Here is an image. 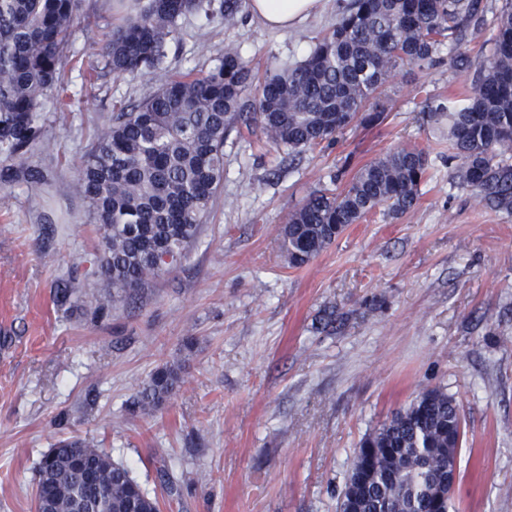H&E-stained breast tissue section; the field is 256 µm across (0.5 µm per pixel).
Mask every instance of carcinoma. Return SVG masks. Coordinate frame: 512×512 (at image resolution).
<instances>
[{"instance_id": "obj_1", "label": "carcinoma", "mask_w": 512, "mask_h": 512, "mask_svg": "<svg viewBox=\"0 0 512 512\" xmlns=\"http://www.w3.org/2000/svg\"><path fill=\"white\" fill-rule=\"evenodd\" d=\"M101 48V71L116 78L154 76L158 89L98 130L75 175V189L97 223L101 276L112 300L130 297L181 260L196 240L224 180V139L259 127L293 153L337 138L358 122L377 125L384 111L367 107L401 64L421 69L492 26L491 48L477 64L464 53L448 63L471 76L472 95L458 105L427 103V121L448 146L452 179L495 211L512 215V3L487 23L484 0H349L336 24L308 55L253 87L249 65L231 47L200 75H161L168 40L181 17L203 0H138ZM81 0H0V163L6 178L45 181L24 156L47 149L41 106L62 76L80 30ZM428 153L400 148L362 166L338 193L316 190L289 215L282 246L301 267L351 224L381 211L412 208ZM179 367H156L134 400L157 409L180 386ZM463 426L459 403L441 389L419 394L354 451L341 494L359 491L357 512H448V469L457 464ZM36 512H160L130 470L87 440L62 441L36 474Z\"/></svg>"}]
</instances>
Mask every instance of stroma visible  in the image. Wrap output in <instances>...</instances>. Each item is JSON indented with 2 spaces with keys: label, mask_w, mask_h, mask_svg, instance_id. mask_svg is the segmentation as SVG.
Listing matches in <instances>:
<instances>
[{
  "label": "stroma",
  "mask_w": 512,
  "mask_h": 512,
  "mask_svg": "<svg viewBox=\"0 0 512 512\" xmlns=\"http://www.w3.org/2000/svg\"><path fill=\"white\" fill-rule=\"evenodd\" d=\"M186 14L164 71L215 67L234 47L258 72L300 61L347 0L292 31H272L224 0ZM134 4L84 0L59 122L41 109L49 152L38 190L0 183V512H36L34 478L64 439L104 448L162 512H339L355 448L422 391L461 407L464 437L450 512H512V215L453 185L424 115L427 99L465 93L441 64L395 69L385 119L290 156L263 133L230 132L224 181L186 256L135 298L97 315L106 295L96 223L72 189L81 154L157 79L90 81L100 42ZM405 145L429 153L416 204L348 226L307 265L282 247L289 211L344 159L361 167ZM342 317L318 331L323 310ZM180 387L154 412L133 399L163 364Z\"/></svg>",
  "instance_id": "1"
}]
</instances>
